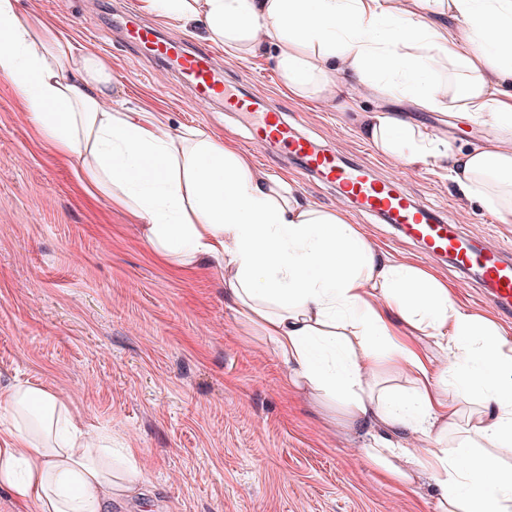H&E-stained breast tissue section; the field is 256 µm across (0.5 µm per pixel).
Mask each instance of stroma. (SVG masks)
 <instances>
[{"label":"stroma","mask_w":512,"mask_h":512,"mask_svg":"<svg viewBox=\"0 0 512 512\" xmlns=\"http://www.w3.org/2000/svg\"><path fill=\"white\" fill-rule=\"evenodd\" d=\"M18 7L109 63L113 107L155 113L175 136L202 129L307 202L335 209V188L285 150L253 152L239 115L203 110L172 77L151 76L111 27L115 13L138 12L139 0ZM146 21L188 48L211 47L229 86L268 98L320 146L389 173L391 158L364 138L355 113L336 99L289 92L275 58L225 51L197 26ZM409 116L457 147L512 141V129L492 132L436 111ZM403 172L418 199L455 215L465 232L512 245V216L487 222L489 208L460 197L444 170L407 164ZM346 218L375 249L423 266L393 225L355 211ZM432 274L461 309L496 322L512 341V319L454 288V268ZM287 376L273 342L225 296L223 269L212 263L182 274L158 260L130 214L89 196L38 144L0 77V386L16 379L50 390L89 432L136 449L147 491L112 512H436L427 485L403 495L379 479L363 453L364 432L346 428L337 399L287 389Z\"/></svg>","instance_id":"35a3bbf8"}]
</instances>
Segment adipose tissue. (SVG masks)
<instances>
[{"label": "adipose tissue", "mask_w": 512, "mask_h": 512, "mask_svg": "<svg viewBox=\"0 0 512 512\" xmlns=\"http://www.w3.org/2000/svg\"><path fill=\"white\" fill-rule=\"evenodd\" d=\"M140 0L164 21L192 22L228 50L275 53L291 92H383L418 110L512 127V0ZM0 77L35 137L112 204L127 210L166 262L224 266L238 311L261 323L289 387L342 398L347 425L400 493L418 482L438 512H512V355L495 323L460 310L432 275L373 248L339 211L302 200L201 130L171 135L146 112L107 108L111 74L17 0H0ZM384 156L445 164L463 196L512 215V146L466 149L389 111L361 114ZM434 338L449 363L434 368ZM409 380L389 383L388 374ZM461 382L473 405L448 395ZM432 444L418 455L412 441ZM23 512H112L142 490L131 449L87 434L52 392L0 388V488Z\"/></svg>", "instance_id": "1"}]
</instances>
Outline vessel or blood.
Segmentation results:
<instances>
[{
	"mask_svg": "<svg viewBox=\"0 0 512 512\" xmlns=\"http://www.w3.org/2000/svg\"><path fill=\"white\" fill-rule=\"evenodd\" d=\"M140 60L164 75L181 76L196 105L207 107L220 100L228 112L251 116L249 143L256 150L278 145L321 182L336 189L338 208L357 211L395 225L432 263L450 260L468 279L477 283L486 301L512 314V249L476 247L471 237L459 231L453 220L433 206L414 198L400 174L376 176L369 167L346 161L338 152L314 144L294 125L258 99L228 92L224 73L210 52L187 50L161 40L153 28L131 15L115 20Z\"/></svg>",
	"mask_w": 512,
	"mask_h": 512,
	"instance_id": "b4317fda",
	"label": "vessel or blood"
}]
</instances>
